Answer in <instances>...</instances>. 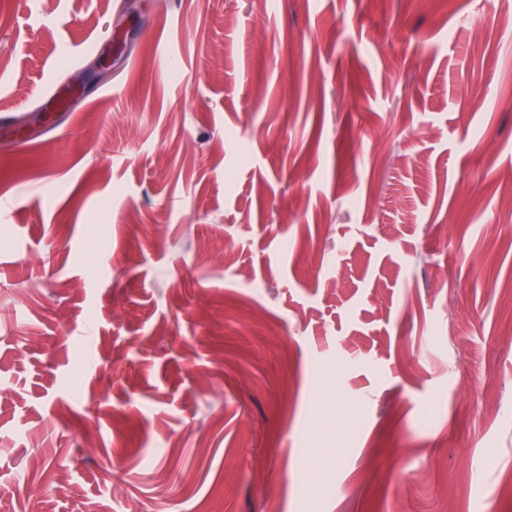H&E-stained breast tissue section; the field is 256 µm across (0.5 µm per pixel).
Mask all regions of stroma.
<instances>
[{
    "label": "stroma",
    "instance_id": "1",
    "mask_svg": "<svg viewBox=\"0 0 512 512\" xmlns=\"http://www.w3.org/2000/svg\"><path fill=\"white\" fill-rule=\"evenodd\" d=\"M139 3L0 0V512H512V9ZM123 42L124 44L127 43L122 31L116 30V39L110 52L101 54L90 61L79 83L72 84L70 104L76 102L83 96L86 85L84 81L85 77L87 78V83L93 81L97 84L106 83L111 79L113 72V58L115 57L116 60L118 55L121 53Z\"/></svg>",
    "mask_w": 512,
    "mask_h": 512
}]
</instances>
